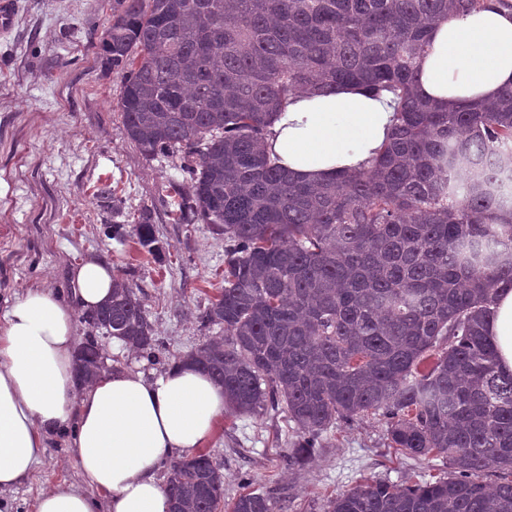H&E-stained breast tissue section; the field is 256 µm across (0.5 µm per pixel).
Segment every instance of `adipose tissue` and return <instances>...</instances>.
I'll list each match as a JSON object with an SVG mask.
<instances>
[{"label":"adipose tissue","mask_w":512,"mask_h":512,"mask_svg":"<svg viewBox=\"0 0 512 512\" xmlns=\"http://www.w3.org/2000/svg\"><path fill=\"white\" fill-rule=\"evenodd\" d=\"M418 92L441 107L492 99L512 85V13L486 5L430 33ZM386 98L354 86L289 98L266 139L289 174L328 180L371 164L386 143ZM114 274L105 260L73 267L63 295L28 288L0 311V491L34 473L50 436L72 431V448L97 503L75 486L42 494L35 512H168L162 461L204 447L223 416L224 390L187 359L160 373L121 365L79 383L75 312L105 304ZM489 335L499 369L512 374V289L500 291Z\"/></svg>","instance_id":"ef3b65f1"}]
</instances>
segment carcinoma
Here are the masks:
<instances>
[{
	"instance_id": "obj_1",
	"label": "carcinoma",
	"mask_w": 512,
	"mask_h": 512,
	"mask_svg": "<svg viewBox=\"0 0 512 512\" xmlns=\"http://www.w3.org/2000/svg\"><path fill=\"white\" fill-rule=\"evenodd\" d=\"M486 0H115L100 47L121 74L125 135L188 176L178 220L224 236V284L200 316L224 327L188 354L234 409L282 408L288 465L339 421L387 424L391 447L448 458V476L367 480L325 512H512V376L487 325L512 288V86L443 110L420 97L429 33ZM389 93L390 141L372 166L302 182L265 150L292 95ZM138 243L158 250L150 217ZM93 325L149 358L158 340L120 277ZM75 370L98 376L101 349ZM501 478L488 483V472ZM172 512H277L268 492L224 505L207 451L170 463Z\"/></svg>"
}]
</instances>
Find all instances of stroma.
<instances>
[{
  "instance_id": "1",
  "label": "stroma",
  "mask_w": 512,
  "mask_h": 512,
  "mask_svg": "<svg viewBox=\"0 0 512 512\" xmlns=\"http://www.w3.org/2000/svg\"><path fill=\"white\" fill-rule=\"evenodd\" d=\"M112 20V0H17L0 30V310L29 287L68 293L70 269L101 258L132 283L160 345L145 372L162 371L204 341L221 336L199 316L224 269V238L205 224L175 223L183 181L175 161L148 158L131 143L117 108L121 77L96 54ZM116 187V203L94 198ZM148 214L161 248L147 253L133 217ZM124 225L125 239L112 236ZM297 435L286 413L225 410L207 448L236 497L244 478L257 490L280 489L281 512H324L329 496L367 480L408 483L446 476L442 457L392 449L380 416L336 428L315 458L282 461ZM56 435L29 481L6 498L10 512H35L37 498L60 484L83 485L69 448Z\"/></svg>"
}]
</instances>
